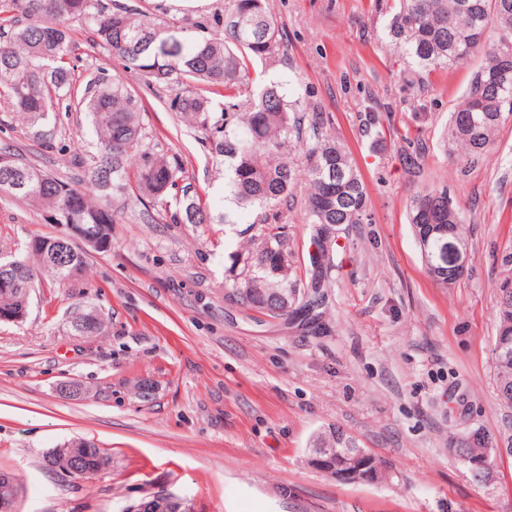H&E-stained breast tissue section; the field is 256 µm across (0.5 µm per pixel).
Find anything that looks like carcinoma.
Returning <instances> with one entry per match:
<instances>
[{"label":"carcinoma","instance_id":"obj_1","mask_svg":"<svg viewBox=\"0 0 512 512\" xmlns=\"http://www.w3.org/2000/svg\"><path fill=\"white\" fill-rule=\"evenodd\" d=\"M78 22L92 44L134 73L153 92L170 95V109L197 133L214 158H224L225 190L234 204L253 209L257 233L235 263L242 264L225 291L247 308L272 317L308 315L328 287L335 264L327 258L301 279L283 228L292 212L293 188L305 178L304 223L313 242L338 224H367L368 192L347 144L322 113L310 111L306 91L288 95L264 84L253 61L273 53L281 36L266 0H226L224 11L186 18L175 27L125 0H0V95L27 115L34 135L51 143L54 105L71 109L70 32ZM385 38L421 73L466 63L478 50L484 61L473 72L461 101L450 113L445 139L475 161L490 148L500 125L512 117V0H398ZM224 89V103L211 95ZM97 140V152L79 186L25 163L15 175L22 197L49 214L54 224L102 225L112 236L117 212L108 200L146 199L177 224L207 223V206L183 183V163L147 136L139 114L145 107L120 77L102 73L78 102ZM412 225L430 276L436 272L441 236L431 225L451 226L466 239L465 220L448 185L437 184L409 205ZM33 237L25 253L0 260V312L16 307L19 290L35 288L43 274L59 283L75 279L85 254L72 243L45 247ZM497 331L512 336V288H499ZM498 397L512 405V360H494ZM91 474L112 460L93 442L84 445Z\"/></svg>","mask_w":512,"mask_h":512}]
</instances>
